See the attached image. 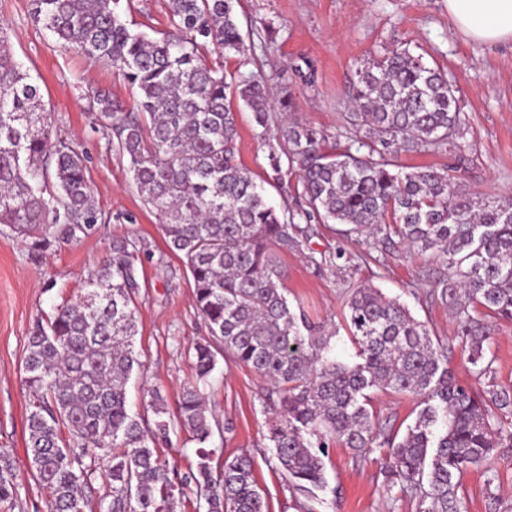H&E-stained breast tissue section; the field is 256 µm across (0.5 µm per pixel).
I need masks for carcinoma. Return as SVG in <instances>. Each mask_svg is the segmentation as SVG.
<instances>
[{"label": "carcinoma", "instance_id": "obj_1", "mask_svg": "<svg viewBox=\"0 0 512 512\" xmlns=\"http://www.w3.org/2000/svg\"><path fill=\"white\" fill-rule=\"evenodd\" d=\"M119 0H36L35 15L64 48L75 47L118 70L139 93L136 109L96 98L105 128L140 194L156 211L171 249L190 268L195 305L224 351L278 392L268 439L276 468L297 491L327 487L324 457L338 442L363 457L383 453L384 489L417 497L418 512H465L462 474L512 446V385L474 393L454 379L448 349L397 298L363 285L349 294L346 324L356 361L333 353L336 333L312 323L288 299L271 249L298 250V221L342 224L359 245L405 244L441 259L430 295L456 316L470 373H493L490 316L512 320V202L481 201L433 167L394 171L392 158L448 144L461 129L448 79L410 49L396 48L357 69L346 145L321 131L275 123L291 98L273 103L254 74L226 81L221 62L248 46L234 0H168L171 31L153 38L130 30ZM256 125H276L271 178L295 168L306 207L278 212L238 160L237 121L227 90ZM105 222L95 205L84 156L53 135L39 86L11 53L0 28V224L34 252L80 241ZM133 241L115 238L85 293L57 306L28 338L26 455L48 491V512H85L99 469L111 484L103 512H172L196 488L206 512H268L246 455L213 470L220 424L199 383L214 374L212 345L192 347L196 382L176 412L157 389L146 414L132 409L127 385L141 372L135 350L140 283ZM420 398L404 434L380 418L371 395ZM191 432L196 466L181 475L157 453L177 429ZM15 484L0 467V504Z\"/></svg>", "mask_w": 512, "mask_h": 512}]
</instances>
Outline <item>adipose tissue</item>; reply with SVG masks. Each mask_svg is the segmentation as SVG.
<instances>
[{"label":"adipose tissue","instance_id":"obj_1","mask_svg":"<svg viewBox=\"0 0 512 512\" xmlns=\"http://www.w3.org/2000/svg\"><path fill=\"white\" fill-rule=\"evenodd\" d=\"M448 15L478 43L512 42V0H447Z\"/></svg>","mask_w":512,"mask_h":512}]
</instances>
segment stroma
Returning <instances> with one entry per match:
<instances>
[{
	"label": "stroma",
	"instance_id": "35a3bbf8",
	"mask_svg": "<svg viewBox=\"0 0 512 512\" xmlns=\"http://www.w3.org/2000/svg\"><path fill=\"white\" fill-rule=\"evenodd\" d=\"M166 0H120L118 11L135 31L169 29ZM243 31L256 35L253 50L224 62L229 73H261L273 92L288 91L291 115L338 142L351 109L356 70L385 51L407 46L429 65L441 68L454 89L463 118L459 139L428 153L400 155L409 171L459 165L463 187L487 200H512V43L486 45L465 36L448 16L447 0H239ZM276 31L272 44L262 39L265 25ZM4 27L16 60L40 87L60 137L83 152L90 186L107 221L98 232L73 243H59L40 258L8 226L0 224V456L15 475L16 495L0 512H47L48 492L34 479L25 454V421L30 393L23 360L28 336L56 305L76 298L103 257L112 237H128L138 248L141 293L137 301L136 348L145 366L143 380H131L129 400L141 409L144 390L159 388L176 402L194 376L190 347L210 332L194 302V282L182 253L172 251L155 211L148 206L97 110L95 98L111 93L133 107L138 93L113 68L93 62L83 51L62 48L35 16L34 0H0ZM308 59L312 83L294 76L290 63ZM239 159L256 180L269 170L273 130L257 126L249 111L237 113ZM298 251H277L289 298L298 299L311 319L336 332V354L354 349L347 335L345 301L351 288L372 284L399 298L414 317L442 342H454L457 321L430 297L428 257L398 248L365 253L341 225L310 223ZM495 356L490 380H474L460 351L451 366L457 380L483 391L488 382L512 384V322L498 323L491 338ZM215 379L202 391L219 420L232 432L214 436L213 447L249 455L269 512H303L302 495L276 469L268 440L267 409L273 387L214 343ZM329 487L317 512H417L411 497L386 494L381 456L358 457L331 444L325 459ZM498 474L499 512H512V447L496 449L488 465L462 477L466 512H489L486 480Z\"/></svg>",
	"mask_w": 512,
	"mask_h": 512
}]
</instances>
